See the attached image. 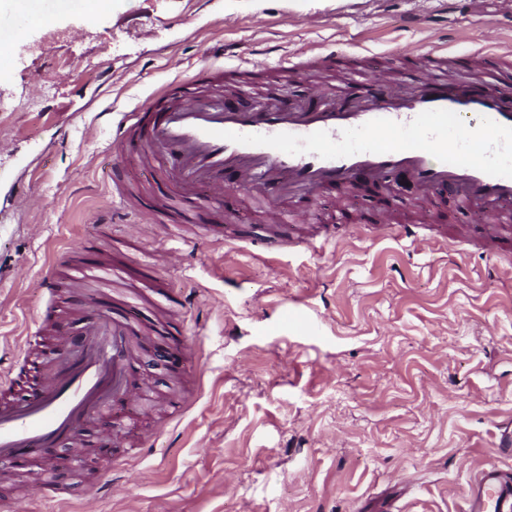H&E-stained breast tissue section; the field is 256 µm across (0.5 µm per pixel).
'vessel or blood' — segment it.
<instances>
[{
  "instance_id": "1",
  "label": "vessel or blood",
  "mask_w": 512,
  "mask_h": 512,
  "mask_svg": "<svg viewBox=\"0 0 512 512\" xmlns=\"http://www.w3.org/2000/svg\"><path fill=\"white\" fill-rule=\"evenodd\" d=\"M360 90L357 102L305 106L289 104L276 90L255 106L211 93H172L148 101L123 115L113 142L142 144L143 166L158 170L175 187L183 211L128 194L123 201L142 220L170 226L186 213L195 219L209 214L212 221L202 225V236L220 243L230 237L224 173L233 170L250 200L265 205L266 232L258 244L271 253L305 242L302 232L289 227L291 218L307 219L303 212L291 215L288 205L295 198L311 201L332 190L341 210L348 191L362 183L407 185L419 195L422 204L410 220L396 222L389 212L379 217L399 240L416 239L430 221L424 202L441 189L478 223L488 214L512 211V85L476 88L432 73L404 95L375 73ZM455 130L463 131V139H449ZM203 186L210 192L204 205L198 197ZM90 251L88 244L80 245L68 267L71 278L119 286L113 301L123 308L140 299V292L124 291L125 263L89 261ZM85 334L77 349L57 337L56 354L30 398L0 402V463L41 460L58 440L79 441L89 419L145 393V386L130 381L128 367L154 337L138 322L114 317L89 323ZM467 512H512V475L483 471L470 490Z\"/></svg>"
}]
</instances>
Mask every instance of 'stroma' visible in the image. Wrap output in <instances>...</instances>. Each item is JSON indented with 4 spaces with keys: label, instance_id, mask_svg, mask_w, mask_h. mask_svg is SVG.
<instances>
[{
    "label": "stroma",
    "instance_id": "35a3bbf8",
    "mask_svg": "<svg viewBox=\"0 0 512 512\" xmlns=\"http://www.w3.org/2000/svg\"><path fill=\"white\" fill-rule=\"evenodd\" d=\"M56 2L20 18L0 0L14 35L0 65V362L12 371L0 393L20 398L39 376L37 325L59 310L44 282L87 240L170 282L189 351L157 367L168 343L143 350L129 373L153 395L86 424L82 457L61 444L62 504L1 464L0 512H82L93 495L99 512H466L483 469L512 472L498 446L512 429V257L485 246L451 195L432 202L441 239L429 225L415 243L381 228L325 238L324 197L304 227L321 246L267 255L246 242L261 210L228 182L224 211L245 238L210 247L195 225L127 214L117 184L166 189L141 145L112 140L113 121L161 86L192 92L217 43L225 92L273 87L294 105L355 95L358 68L405 94L435 68L482 82L459 57L512 0ZM435 36L445 59L423 51ZM317 46L334 65L312 62ZM460 233L472 243L459 253Z\"/></svg>",
    "mask_w": 512,
    "mask_h": 512
}]
</instances>
